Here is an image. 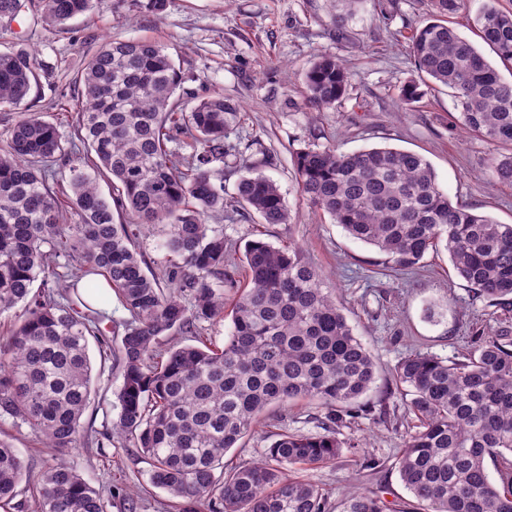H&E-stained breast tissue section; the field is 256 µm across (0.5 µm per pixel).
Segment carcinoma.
Here are the masks:
<instances>
[{"instance_id": "1", "label": "carcinoma", "mask_w": 512, "mask_h": 512, "mask_svg": "<svg viewBox=\"0 0 512 512\" xmlns=\"http://www.w3.org/2000/svg\"><path fill=\"white\" fill-rule=\"evenodd\" d=\"M341 2L338 30L365 0ZM496 2L484 0L477 36L512 73V11ZM430 3V21L411 36L419 81L406 83L400 99L421 100L423 85L450 89L453 124L500 148L493 180L512 187V79L449 23L468 0ZM93 7L94 0H45L43 21L63 25ZM20 10V0H0V23ZM32 79L28 52L0 51V107L25 104ZM188 80L165 44L110 36L75 78L76 103L65 110L79 143L65 146L58 126L33 112L20 113L0 137V320L9 321L0 339V421L27 426L50 451L34 476L0 439V512H107L121 490L91 486L66 460L94 434L101 447L134 448L150 460L148 483L169 495L168 512H331L328 496L290 469L331 465L343 449L359 447L338 437V423L368 412L356 400L375 383L376 367L298 247L246 241L240 261L248 280L238 284L224 229L206 218L224 213L225 138L239 112L219 92L184 102ZM304 83L311 106L324 111L345 96L351 73L324 53ZM294 165L309 204L386 254L395 270L442 246L475 298L512 307V225L452 203L422 156L326 145L296 152ZM236 168L232 210L291 223L277 183L246 159ZM64 169L73 224L60 223L53 188ZM116 212L129 221L116 222ZM145 224L163 227L161 278L136 248ZM60 256L74 271L55 288ZM89 275L109 287L94 301L114 294L130 313L118 351L103 350L121 369L119 414L94 432L81 422L92 395L89 342L103 341L100 312L79 288ZM226 316L222 348L160 341L199 336L202 323ZM392 375L386 398L404 401L416 419L395 458L416 512H512L509 330L477 327L461 359L412 353ZM298 399L324 411L322 432L280 433L263 460L224 470L225 453L266 407ZM342 512H386V505L374 493H354Z\"/></svg>"}]
</instances>
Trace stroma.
Returning <instances> with one entry per match:
<instances>
[{
  "mask_svg": "<svg viewBox=\"0 0 512 512\" xmlns=\"http://www.w3.org/2000/svg\"><path fill=\"white\" fill-rule=\"evenodd\" d=\"M146 3L96 0L92 13L50 27L42 19L44 0H23L16 21L0 28V51L25 49L33 55L36 79L27 98L29 111L59 125L64 140H71L74 128L61 124L60 109L85 56L110 35L167 44L192 77L189 89L202 95L218 91L236 104L240 119L226 142L277 182L291 221L265 224L248 212L224 219V237L240 246L257 237L276 246L293 243L335 289L378 370L362 405L379 406L392 368L408 354L454 360L467 351L473 327L512 331V307L474 299L445 249L428 252L412 271H393L384 253L353 239L312 208L295 178L294 156L301 149L333 144L350 152L388 145L424 156L452 202L512 224V187L495 184L489 169L498 148L452 127L454 106L447 88L429 91L411 105L399 101L401 87L417 75L409 37L428 18L429 0L364 5L341 35L332 19L333 0H167L159 15L149 12ZM321 53L341 58L352 73L344 98L325 112L307 103L304 84L307 69ZM89 354L96 396L87 414L99 423L117 416L122 377L112 362L101 360L98 345H91ZM320 414L305 401L267 409L240 447L225 455V467L261 460L275 434L317 433ZM412 423L399 400L388 404L385 418L373 412L340 423L341 438L359 442L357 454L302 469L300 475L328 493L335 508L353 492L370 490L389 512H412V498L394 466ZM359 455L381 459L382 468L359 470ZM68 458L93 487L112 484L136 494V512H165L168 495L147 488L150 464L135 451L116 448L107 460L94 441L85 440Z\"/></svg>",
  "mask_w": 512,
  "mask_h": 512,
  "instance_id": "1",
  "label": "stroma"
}]
</instances>
